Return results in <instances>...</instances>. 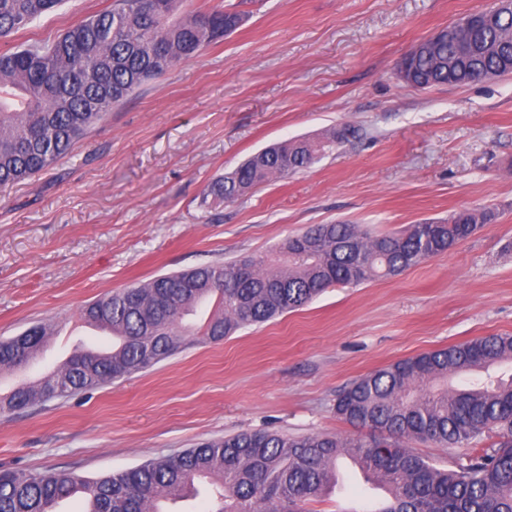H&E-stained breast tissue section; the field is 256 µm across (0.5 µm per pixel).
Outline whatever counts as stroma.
Masks as SVG:
<instances>
[{
    "label": "stroma",
    "instance_id": "35a3bbf8",
    "mask_svg": "<svg viewBox=\"0 0 512 512\" xmlns=\"http://www.w3.org/2000/svg\"><path fill=\"white\" fill-rule=\"evenodd\" d=\"M492 0H249L224 42L143 85L52 169L0 189V339L53 329L40 377L104 345L82 308L152 277L271 255L312 224L373 233L462 209L495 219L393 278L332 288L307 306L143 373L0 413V470L96 478L242 431L352 428V381L418 354L512 335V77L421 90L396 65ZM112 0H65L0 51L54 40ZM356 136L220 213L207 183L276 142ZM355 472L309 512H372Z\"/></svg>",
    "mask_w": 512,
    "mask_h": 512
}]
</instances>
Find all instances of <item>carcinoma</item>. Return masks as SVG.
<instances>
[{
    "mask_svg": "<svg viewBox=\"0 0 512 512\" xmlns=\"http://www.w3.org/2000/svg\"><path fill=\"white\" fill-rule=\"evenodd\" d=\"M62 0H0V38L57 9ZM182 0H113L112 8L66 29L56 40L0 52V187L53 168L141 86L231 35L249 12L219 2L185 12ZM453 78L446 40H428L408 62L411 83L425 89L465 85L489 74L512 75V13L482 12ZM331 129L317 140L270 145L214 179L200 205L238 201L274 177L310 167L348 140ZM488 210H460L444 224H412L375 235L358 224H312L279 247L277 263L247 256L159 275L86 305L82 318L112 332V349L81 352L50 375L0 395V411L65 400L142 372L178 352L203 296L213 310L196 335L216 342L237 330L300 308L326 289L395 277L441 255L492 221ZM51 328L0 340V372L28 363ZM512 336L471 340L403 359L353 381L336 398V413L362 432L356 438L255 431L203 442L176 456L151 459L98 478L74 473L0 471V512H50L81 493L85 512H161L158 503L207 478L221 496L215 512H306L333 486L348 457L373 472L385 496L373 512H512ZM479 372L465 387L453 376ZM498 440L482 448L486 434ZM418 439L458 448L441 466L404 447Z\"/></svg>",
    "mask_w": 512,
    "mask_h": 512,
    "instance_id": "obj_1",
    "label": "carcinoma"
}]
</instances>
